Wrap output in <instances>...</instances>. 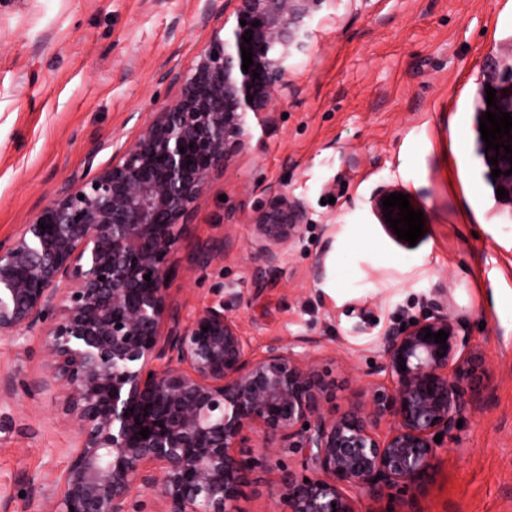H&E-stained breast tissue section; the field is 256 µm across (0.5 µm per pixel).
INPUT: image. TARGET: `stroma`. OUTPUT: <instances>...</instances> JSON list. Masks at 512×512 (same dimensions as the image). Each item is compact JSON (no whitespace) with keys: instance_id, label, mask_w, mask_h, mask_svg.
Instances as JSON below:
<instances>
[{"instance_id":"1","label":"stroma","mask_w":512,"mask_h":512,"mask_svg":"<svg viewBox=\"0 0 512 512\" xmlns=\"http://www.w3.org/2000/svg\"><path fill=\"white\" fill-rule=\"evenodd\" d=\"M204 0H0V240L88 167L112 162L176 96L221 17ZM316 37L246 149L214 175L171 259L168 300L182 318L236 288L232 314L256 351L307 338L334 388L333 410L369 382L376 339L444 289L486 358L460 428L425 480L361 495L360 512H512V206L498 200L479 133L485 70L512 53V0H326ZM103 143L89 157L92 143ZM396 183L424 235L392 239L364 205ZM303 197L310 220L279 272H256L252 218L268 189ZM223 242L209 267L190 258ZM325 276L316 279L317 257ZM376 322L350 335L351 305ZM0 341V512H28L68 464L76 431L65 388L47 382L43 341ZM278 468L258 460L235 512H283Z\"/></svg>"}]
</instances>
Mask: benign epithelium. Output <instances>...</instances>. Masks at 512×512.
I'll list each match as a JSON object with an SVG mask.
<instances>
[{
    "label": "benign epithelium",
    "instance_id": "benign-epithelium-1",
    "mask_svg": "<svg viewBox=\"0 0 512 512\" xmlns=\"http://www.w3.org/2000/svg\"><path fill=\"white\" fill-rule=\"evenodd\" d=\"M324 2L205 0L202 21L230 8L234 22L186 70L163 74L177 96L111 165L65 185L0 240V340L24 354L21 340L43 338L45 367L67 388L64 410L77 429L69 464L42 489L38 512H142L144 491L164 512H228L256 448L298 450L311 471L279 470L285 512H357L362 494L419 484L435 436L461 419L484 356L440 292L405 330L379 337L374 381L341 413L326 409L329 389L307 353L277 343L256 352L224 300L186 321L168 303L183 220L202 205L212 175L246 148L250 121L264 122ZM243 47L253 53L246 72ZM392 193L406 190L381 185L368 203L395 239L382 206ZM307 220L303 198L268 191L253 217L259 273L279 270ZM222 255L206 245L190 262L206 268ZM350 315L352 333L371 324L365 307ZM428 328L449 333L447 348L425 338Z\"/></svg>",
    "mask_w": 512,
    "mask_h": 512
}]
</instances>
